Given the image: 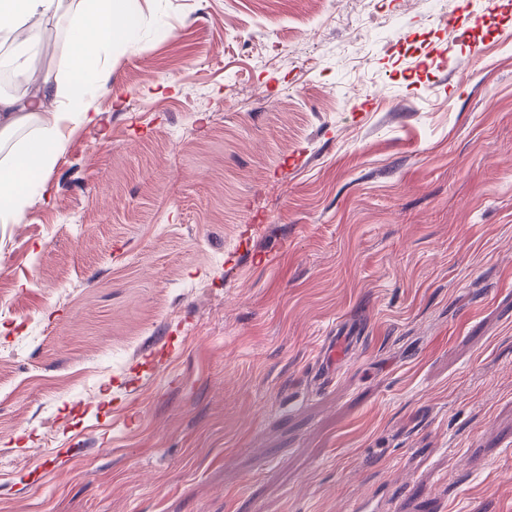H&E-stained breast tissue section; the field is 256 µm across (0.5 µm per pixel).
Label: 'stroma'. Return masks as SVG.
<instances>
[{"label": "stroma", "instance_id": "obj_1", "mask_svg": "<svg viewBox=\"0 0 512 512\" xmlns=\"http://www.w3.org/2000/svg\"><path fill=\"white\" fill-rule=\"evenodd\" d=\"M101 62L0 224V512H512V0H138Z\"/></svg>", "mask_w": 512, "mask_h": 512}]
</instances>
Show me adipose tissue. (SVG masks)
<instances>
[{"mask_svg":"<svg viewBox=\"0 0 512 512\" xmlns=\"http://www.w3.org/2000/svg\"><path fill=\"white\" fill-rule=\"evenodd\" d=\"M136 13L137 0H0L1 40L20 32L36 40L50 23L72 19L59 53L61 81L34 79L23 96L0 95V145L32 130L9 160H0V224L21 222L34 177L52 169L64 148L63 126L94 120V93L110 77L100 53L127 36Z\"/></svg>","mask_w":512,"mask_h":512,"instance_id":"obj_1","label":"adipose tissue"}]
</instances>
